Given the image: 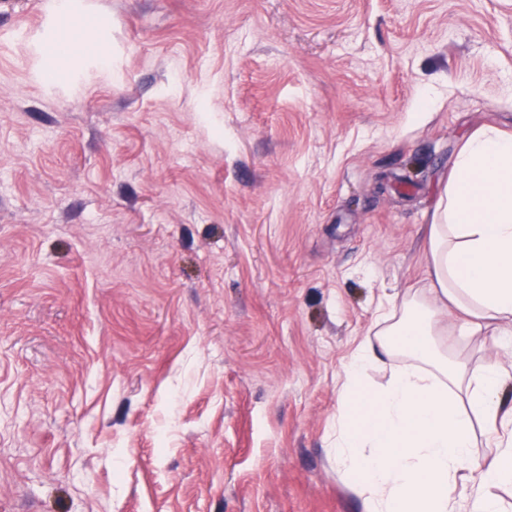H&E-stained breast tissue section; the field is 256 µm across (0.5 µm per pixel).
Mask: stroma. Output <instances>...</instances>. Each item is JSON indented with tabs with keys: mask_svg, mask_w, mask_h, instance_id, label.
<instances>
[{
	"mask_svg": "<svg viewBox=\"0 0 512 512\" xmlns=\"http://www.w3.org/2000/svg\"><path fill=\"white\" fill-rule=\"evenodd\" d=\"M70 3L0 0V512H362L344 371L512 133V0Z\"/></svg>",
	"mask_w": 512,
	"mask_h": 512,
	"instance_id": "35a3bbf8",
	"label": "stroma"
}]
</instances>
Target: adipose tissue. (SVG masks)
Masks as SVG:
<instances>
[{
	"label": "adipose tissue",
	"instance_id": "adipose-tissue-1",
	"mask_svg": "<svg viewBox=\"0 0 512 512\" xmlns=\"http://www.w3.org/2000/svg\"><path fill=\"white\" fill-rule=\"evenodd\" d=\"M425 246V290L385 307L374 338L350 357L332 458L364 512H504L483 489L512 484V373L493 362L467 370L440 338L459 312L463 333L487 329L512 345L511 134L487 126L463 142ZM390 354L401 363L380 388H365L368 368ZM478 425L495 450L486 467L472 454ZM465 468L473 491L463 500L455 487Z\"/></svg>",
	"mask_w": 512,
	"mask_h": 512
}]
</instances>
